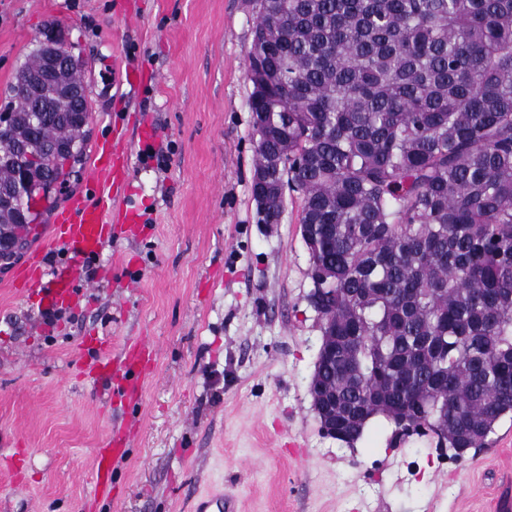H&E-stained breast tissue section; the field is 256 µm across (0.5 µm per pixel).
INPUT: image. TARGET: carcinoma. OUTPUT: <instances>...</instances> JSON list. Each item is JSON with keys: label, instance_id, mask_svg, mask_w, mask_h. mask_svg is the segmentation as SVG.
Instances as JSON below:
<instances>
[{"label": "carcinoma", "instance_id": "cac0c4a2", "mask_svg": "<svg viewBox=\"0 0 512 512\" xmlns=\"http://www.w3.org/2000/svg\"><path fill=\"white\" fill-rule=\"evenodd\" d=\"M265 114L253 170L283 159L301 198L300 234L316 287L336 294V335L359 336L336 404L373 416V377L419 358L432 394L418 423L455 451L483 448L512 415V0H256ZM0 129V194L16 157L64 144L81 165L85 124L10 87ZM30 111H25V108ZM44 199L78 170L56 165ZM284 201L258 212L277 224ZM42 213L0 205L18 243Z\"/></svg>", "mask_w": 512, "mask_h": 512}]
</instances>
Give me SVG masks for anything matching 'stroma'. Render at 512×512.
I'll use <instances>...</instances> for the list:
<instances>
[{
	"mask_svg": "<svg viewBox=\"0 0 512 512\" xmlns=\"http://www.w3.org/2000/svg\"><path fill=\"white\" fill-rule=\"evenodd\" d=\"M254 0H0V111L45 29L60 28L92 108L86 151L131 146L135 223L80 276L55 325L0 271V512H502L512 418L452 457L376 417L354 445L323 434L307 384L320 331L305 296L301 199L259 221L251 190ZM155 350L136 399L83 376L102 346ZM123 432L110 494L94 462Z\"/></svg>",
	"mask_w": 512,
	"mask_h": 512,
	"instance_id": "35a3bbf8",
	"label": "stroma"
}]
</instances>
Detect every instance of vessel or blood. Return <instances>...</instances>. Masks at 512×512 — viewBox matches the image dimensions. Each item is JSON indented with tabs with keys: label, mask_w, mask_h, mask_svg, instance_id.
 <instances>
[{
	"label": "vessel or blood",
	"mask_w": 512,
	"mask_h": 512,
	"mask_svg": "<svg viewBox=\"0 0 512 512\" xmlns=\"http://www.w3.org/2000/svg\"><path fill=\"white\" fill-rule=\"evenodd\" d=\"M129 146L121 140L99 144L89 179L97 186L94 200L74 197L70 203L58 210L48 228V237L53 245L63 248L71 257L70 262L47 266L42 251L31 254L26 264L12 281V286L21 295L37 293L41 302L52 308L68 305L75 294L78 282L77 261L97 255L112 236L110 215L112 206L121 196L127 174ZM153 356L147 343L135 342L126 345L121 362L107 355H99L89 363L92 372L111 373L114 366H121L127 377L139 379L144 366ZM123 454L121 443H114L108 451L100 453L95 460L98 487H105L112 473L114 459Z\"/></svg>",
	"instance_id": "b4317fda"
}]
</instances>
